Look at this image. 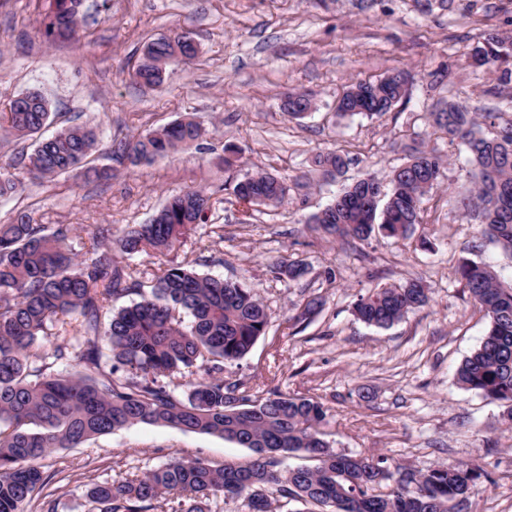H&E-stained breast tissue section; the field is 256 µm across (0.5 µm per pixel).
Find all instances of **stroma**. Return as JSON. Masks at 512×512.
<instances>
[{"label":"stroma","instance_id":"35a3bbf8","mask_svg":"<svg viewBox=\"0 0 512 512\" xmlns=\"http://www.w3.org/2000/svg\"><path fill=\"white\" fill-rule=\"evenodd\" d=\"M84 20L67 41L49 40L35 0H0V113L22 92L42 90L53 126L94 127L95 165H109L113 137L191 115L205 130L200 150L178 151L138 167H117L110 179H31L17 168L16 193L0 199V224L18 211L42 224L74 225V246L93 225L120 234L147 223L167 198L188 187L211 196L209 221L197 225L174 254L198 273L246 282L269 315L265 336L224 378L256 400L271 390L322 402L324 438L346 453L425 471L453 460L481 474L463 512H512V434L502 409L460 387L455 371L481 343L488 320L455 275L469 257L470 225L448 205L470 194V155L459 142L430 133L428 113L446 102L492 112V126L512 122V78L467 64L489 38L512 37V0H85ZM184 27L196 58L169 67L157 87L131 76L142 46ZM399 69L412 79L395 109L373 119L339 118L346 87ZM313 94L315 108L295 120L282 108L287 92ZM441 154L438 185L421 204L408 240L375 235L338 244L315 237L304 222L343 185L365 172L388 183L402 164L401 144L418 136ZM243 149L225 168V143ZM335 147L348 158L343 176L324 179L315 156ZM284 176L282 206L245 207L233 193L245 174ZM280 257L307 265L298 281L276 277ZM417 279L429 304L388 328L357 321L358 296ZM321 298L320 312L298 316ZM240 464L248 449L224 438L139 424L58 448L42 461L50 484L26 512H96L92 484L132 479L175 458Z\"/></svg>","mask_w":512,"mask_h":512}]
</instances>
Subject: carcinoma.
Wrapping results in <instances>:
<instances>
[{"label":"carcinoma","mask_w":512,"mask_h":512,"mask_svg":"<svg viewBox=\"0 0 512 512\" xmlns=\"http://www.w3.org/2000/svg\"><path fill=\"white\" fill-rule=\"evenodd\" d=\"M84 0H37L45 35L75 33ZM191 32L176 29L146 43L133 76L147 86L164 82L175 62L195 57L185 49ZM471 57L487 67L512 58V43L491 38ZM401 71L376 82L349 86L337 103L342 117L381 116L405 97ZM312 96L289 92L284 106L293 119L306 116ZM449 111L429 113L432 127L458 140L471 152L474 188L462 200L448 199L472 224L475 247L484 238L512 253V124L487 137L476 113L451 101ZM50 102L39 91L13 99L0 113V129L20 138L33 137L48 125ZM201 124L184 117L147 130L133 139L112 140V160L122 165L150 164L177 150L198 147ZM97 145L95 130L68 126L39 138L21 158L35 180L52 181L89 167ZM323 175L336 178L347 161L337 150L317 158ZM16 163L0 165V199L17 188ZM443 161L417 142L407 160L393 171L387 193L366 175L348 184L333 203L314 214L307 227L339 243L365 241L378 233L397 240L410 237L419 223L423 197L438 182ZM234 193L238 200L277 207L288 195L285 178L267 172L245 174ZM211 196L183 190L168 199L146 224H133L112 239V225L96 224L83 253L73 252L72 224H40L27 212L0 224V512H24V505L50 482L38 460L55 448H74L86 440L137 424L162 425L214 435L253 452L239 465L211 466L202 458L175 459L144 473L92 485L90 497L100 512H157L170 496H180V512H206L218 493L241 498L249 512H275L274 504L292 501L308 512H455L473 495L479 473L463 461L439 464L426 472L408 471L398 480L382 458L343 454L322 438L327 408L312 397L273 391L251 400L240 384L224 381V363L243 359L264 335L269 322L265 305L243 283L201 275L168 256L198 224L207 223ZM146 253L160 260L158 274L145 292L116 253ZM278 276L299 280L306 267L278 258ZM470 298L489 318L480 346L456 372L458 384L504 405V430L512 433V284L502 282L491 266L464 259L457 268ZM135 293L140 300L112 311V302ZM430 302L429 289L412 280L373 289L354 304L356 318L387 328ZM183 310L188 323L176 318ZM75 325V334L59 337L58 326ZM44 348L41 363L31 365L32 350ZM112 364H102L103 349ZM67 364L83 373L56 369ZM203 377L188 382L181 396L162 378L183 370ZM304 452L313 466L282 467V456Z\"/></svg>","instance_id":"cac0c4a2"}]
</instances>
